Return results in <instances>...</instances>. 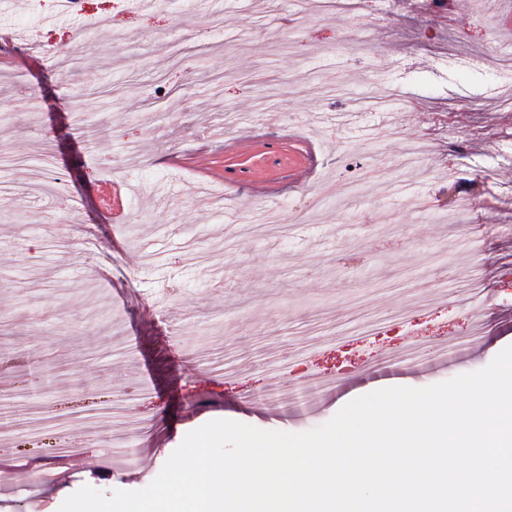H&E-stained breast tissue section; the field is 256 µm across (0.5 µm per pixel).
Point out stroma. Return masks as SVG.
<instances>
[{
	"label": "stroma",
	"mask_w": 512,
	"mask_h": 512,
	"mask_svg": "<svg viewBox=\"0 0 512 512\" xmlns=\"http://www.w3.org/2000/svg\"><path fill=\"white\" fill-rule=\"evenodd\" d=\"M91 9L111 21L0 0V44L53 46L0 68V352L25 379L0 388V459L24 473L0 512L139 490L209 421L303 433L512 345V157L491 153L512 71L488 59L512 0ZM336 178L355 201L290 223ZM269 210L282 224L258 231Z\"/></svg>",
	"instance_id": "35a3bbf8"
}]
</instances>
